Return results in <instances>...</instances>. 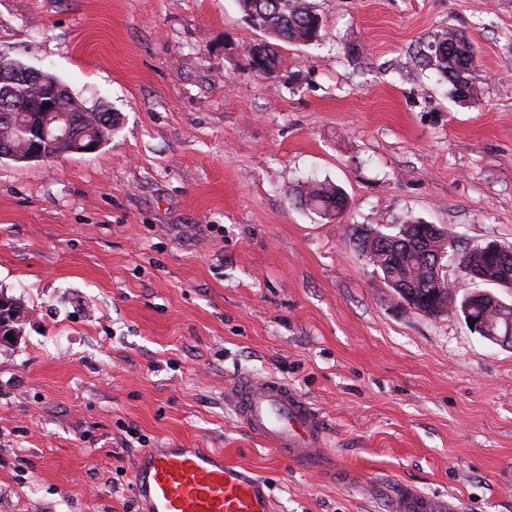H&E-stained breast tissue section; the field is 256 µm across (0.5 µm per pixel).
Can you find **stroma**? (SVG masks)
<instances>
[{
    "mask_svg": "<svg viewBox=\"0 0 512 512\" xmlns=\"http://www.w3.org/2000/svg\"><path fill=\"white\" fill-rule=\"evenodd\" d=\"M321 41L265 36L238 0H0V55L117 114L93 153L0 159V512H141L147 448H207L273 512H393L400 488L512 512V348L397 306L356 247L417 218L459 251L512 244V0H314ZM454 29L476 94L420 63ZM348 207L323 218L299 184ZM285 379L350 481L238 424L232 375ZM297 195L307 208L312 210V207L324 215L339 216L345 212L347 207V197L343 190L329 182L299 185Z\"/></svg>",
    "mask_w": 512,
    "mask_h": 512,
    "instance_id": "35a3bbf8",
    "label": "stroma"
}]
</instances>
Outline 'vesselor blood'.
Returning a JSON list of instances; mask_svg holds the SVG:
<instances>
[{
  "instance_id": "1",
  "label": "vessel or blood",
  "mask_w": 512,
  "mask_h": 512,
  "mask_svg": "<svg viewBox=\"0 0 512 512\" xmlns=\"http://www.w3.org/2000/svg\"><path fill=\"white\" fill-rule=\"evenodd\" d=\"M224 398L253 437L297 465L335 472L321 412L287 382L234 376ZM133 492L143 512H273L264 479L203 448L145 449L133 463ZM396 512H457V505L405 487Z\"/></svg>"
}]
</instances>
